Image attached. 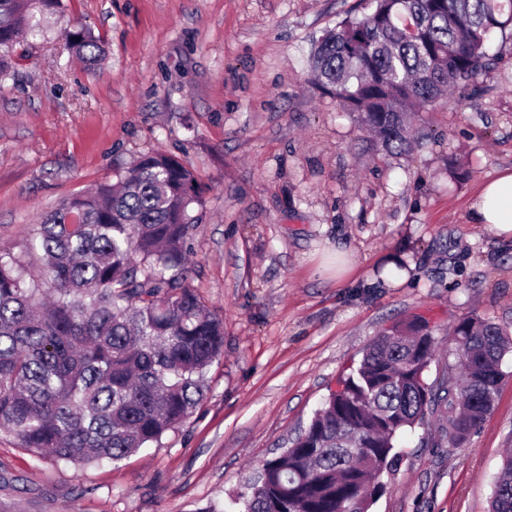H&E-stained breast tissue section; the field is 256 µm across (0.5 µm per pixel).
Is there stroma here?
Listing matches in <instances>:
<instances>
[{"instance_id": "35a3bbf8", "label": "stroma", "mask_w": 512, "mask_h": 512, "mask_svg": "<svg viewBox=\"0 0 512 512\" xmlns=\"http://www.w3.org/2000/svg\"><path fill=\"white\" fill-rule=\"evenodd\" d=\"M361 0H63L0 80V246L159 150L192 169L203 218L190 282L224 319L208 398L120 463L40 460L0 436V512H201L278 456L392 324L425 316L448 368L450 326L512 323V239L470 221L480 185L512 171V33L472 85L421 112L390 157L312 83L314 42ZM104 43L96 72L61 29ZM494 406L458 447L447 410L401 438L371 512H486L512 448V356Z\"/></svg>"}]
</instances>
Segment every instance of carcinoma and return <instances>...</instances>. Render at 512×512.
Here are the masks:
<instances>
[{
  "label": "carcinoma",
  "mask_w": 512,
  "mask_h": 512,
  "mask_svg": "<svg viewBox=\"0 0 512 512\" xmlns=\"http://www.w3.org/2000/svg\"><path fill=\"white\" fill-rule=\"evenodd\" d=\"M317 40L313 82L392 155L411 147L410 112L486 71L491 34L512 29V0H366ZM62 0H0V75L19 37ZM61 38L93 65L104 49L85 26ZM202 189L175 156L142 155L119 176L47 214L24 251L0 249V435L40 458L120 462L161 441L207 394L224 353V320L189 282L185 243ZM453 383H428L436 350L423 318L367 348L291 446L258 464L228 512H369L397 438L448 406V438L467 442L495 403L512 325L468 315L452 330ZM490 512H512V455Z\"/></svg>",
  "instance_id": "cac0c4a2"
}]
</instances>
